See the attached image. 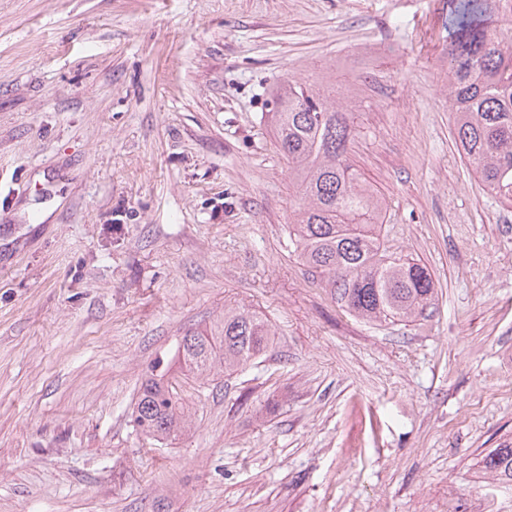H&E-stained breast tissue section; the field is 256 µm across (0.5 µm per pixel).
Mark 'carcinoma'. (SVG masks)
Masks as SVG:
<instances>
[{"instance_id": "cac0c4a2", "label": "carcinoma", "mask_w": 512, "mask_h": 512, "mask_svg": "<svg viewBox=\"0 0 512 512\" xmlns=\"http://www.w3.org/2000/svg\"><path fill=\"white\" fill-rule=\"evenodd\" d=\"M485 0H459L448 48V102L455 143L479 182L512 206V22L492 26ZM274 133L288 160L297 203L288 225L299 257L349 313L374 322H409L431 307L435 284L420 261L389 250L380 199L350 162V113L317 84L286 78L273 92ZM273 332L249 310H226L212 327L182 337L174 358L203 375L220 365L236 371L260 358ZM170 366L141 384L134 428L172 441L185 405L168 378ZM482 470L512 486V443L490 450Z\"/></svg>"}]
</instances>
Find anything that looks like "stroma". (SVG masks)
Here are the masks:
<instances>
[{
	"instance_id": "35a3bbf8",
	"label": "stroma",
	"mask_w": 512,
	"mask_h": 512,
	"mask_svg": "<svg viewBox=\"0 0 512 512\" xmlns=\"http://www.w3.org/2000/svg\"><path fill=\"white\" fill-rule=\"evenodd\" d=\"M456 0H0V512H512V208L460 157ZM344 92L350 158L436 297L358 319L288 239L269 113ZM228 307L268 352L185 379L193 426L131 413ZM482 470L491 474L499 487L512 486V443L493 448L481 459Z\"/></svg>"
}]
</instances>
